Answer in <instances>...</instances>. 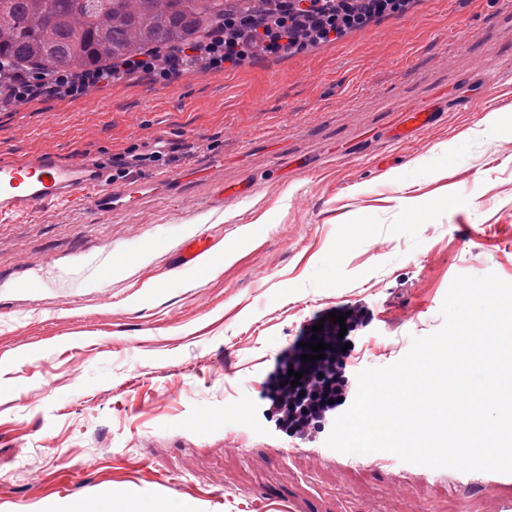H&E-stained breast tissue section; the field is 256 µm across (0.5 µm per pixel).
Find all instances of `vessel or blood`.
Wrapping results in <instances>:
<instances>
[{"label": "vessel or blood", "instance_id": "1", "mask_svg": "<svg viewBox=\"0 0 512 512\" xmlns=\"http://www.w3.org/2000/svg\"><path fill=\"white\" fill-rule=\"evenodd\" d=\"M142 181V176L132 172L122 187H115L110 165L91 154L63 160L50 152L20 156L1 150L0 222H10L51 204L90 205L107 214L113 206L133 205L132 190ZM209 248L207 236L189 237L178 254L180 268L192 270ZM504 479L501 473L459 471L455 487L464 493Z\"/></svg>", "mask_w": 512, "mask_h": 512}]
</instances>
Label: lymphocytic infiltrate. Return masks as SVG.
I'll return each mask as SVG.
<instances>
[{"mask_svg": "<svg viewBox=\"0 0 512 512\" xmlns=\"http://www.w3.org/2000/svg\"><path fill=\"white\" fill-rule=\"evenodd\" d=\"M389 0H342L338 7H330L328 0H280L279 11L273 22L265 23L251 16H231L224 26L228 37H217L201 51L208 56L213 67L235 64L247 55L271 54L283 49L300 47L301 37L317 41H332L342 31L367 23L387 10ZM190 46L172 57L167 68L156 69L147 54L132 55L120 64L123 70L156 71L159 80H167L171 71L178 69L197 51ZM112 71L89 70L80 75L65 70L52 74L22 70L15 74L11 93L25 99L39 89L62 90L74 97H82L98 84L111 80ZM370 318L368 308L353 307L344 324L326 320L320 332L305 328L299 343L289 344L275 359L261 393L268 401V416L274 417L277 427L288 438L309 439L315 429L346 411L357 393V372L353 368L350 352L340 339V330H355L366 325ZM324 341L326 349L321 359L303 361L305 345L311 339ZM299 372L300 381H293L292 372Z\"/></svg>", "mask_w": 512, "mask_h": 512, "instance_id": "obj_1", "label": "lymphocytic infiltrate"}]
</instances>
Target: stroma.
<instances>
[{"label": "stroma", "mask_w": 512, "mask_h": 512, "mask_svg": "<svg viewBox=\"0 0 512 512\" xmlns=\"http://www.w3.org/2000/svg\"><path fill=\"white\" fill-rule=\"evenodd\" d=\"M426 103L449 110L394 138ZM1 148L170 178L107 215L55 205L0 223V512L108 489L179 494L192 512L512 498L509 483L451 491L444 469L351 466L325 437L290 441L259 398L325 312L368 306L353 358L381 368L442 327L456 276L512 282V0H401L330 43L44 94L0 107ZM195 224L229 259L190 278L175 254Z\"/></svg>", "instance_id": "obj_1"}]
</instances>
